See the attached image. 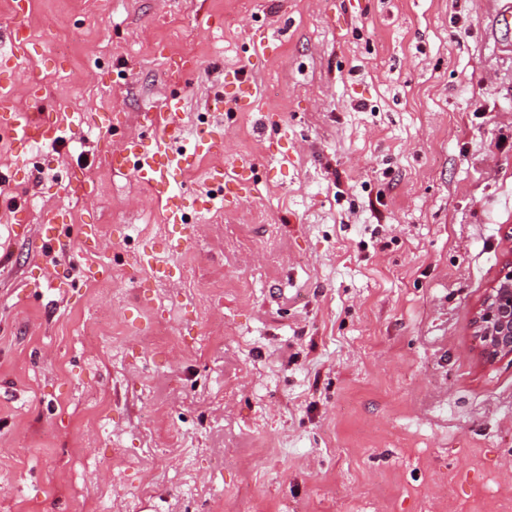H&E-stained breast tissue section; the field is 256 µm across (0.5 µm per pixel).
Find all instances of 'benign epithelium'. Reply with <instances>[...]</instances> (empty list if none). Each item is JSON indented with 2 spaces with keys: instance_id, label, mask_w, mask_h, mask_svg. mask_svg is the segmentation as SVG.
Wrapping results in <instances>:
<instances>
[{
  "instance_id": "benign-epithelium-1",
  "label": "benign epithelium",
  "mask_w": 512,
  "mask_h": 512,
  "mask_svg": "<svg viewBox=\"0 0 512 512\" xmlns=\"http://www.w3.org/2000/svg\"><path fill=\"white\" fill-rule=\"evenodd\" d=\"M474 334L485 363L512 357V260L477 307Z\"/></svg>"
}]
</instances>
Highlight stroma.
<instances>
[{"mask_svg": "<svg viewBox=\"0 0 512 512\" xmlns=\"http://www.w3.org/2000/svg\"><path fill=\"white\" fill-rule=\"evenodd\" d=\"M493 8L30 0L37 51L5 92L33 109L36 72L65 133L26 155L0 134V512H512V358L484 364L472 336L512 232ZM258 29L276 54H253ZM229 73L251 111L208 108ZM170 97L185 141L220 125L254 160L251 195L175 252L162 202L103 158ZM78 169L93 197L67 191ZM19 207L102 247L49 264L13 237ZM147 240L170 279L134 267Z\"/></svg>", "mask_w": 512, "mask_h": 512, "instance_id": "stroma-1", "label": "stroma"}]
</instances>
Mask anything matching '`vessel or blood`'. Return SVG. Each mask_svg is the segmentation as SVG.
I'll list each match as a JSON object with an SVG mask.
<instances>
[{
	"label": "vessel or blood",
	"instance_id": "vessel-or-blood-1",
	"mask_svg": "<svg viewBox=\"0 0 512 512\" xmlns=\"http://www.w3.org/2000/svg\"><path fill=\"white\" fill-rule=\"evenodd\" d=\"M496 7L490 14V33L494 38L512 36V0H495ZM29 10V0H12L14 25L9 30L14 45L22 46L28 41L24 28V19ZM181 110L179 100H169L164 114L148 115L151 129L149 138L133 137L122 145L107 150V159L112 170L132 171L136 180L165 200L164 221L171 227H184L188 212L202 215L210 211L213 198L208 194H196L186 198L179 188L178 173L192 169L198 159L204 155L223 154L224 137L215 130L197 134L190 147L172 149L171 140L179 130L178 118ZM61 107L48 112H31L17 109L11 99L0 97V131L11 133L14 141L23 148H41L59 141L64 134L60 120ZM253 159L250 155L239 153L226 156L222 165L208 172L211 184L222 188L225 195L240 197L251 191L250 173ZM66 214L56 209L45 211L38 227L37 238L41 244L51 246L60 254H68L69 244L63 242L57 234L60 224L66 223ZM153 243H145L142 253L135 263L149 267L153 278L161 280L170 275L167 265L161 264L153 255Z\"/></svg>",
	"mask_w": 512,
	"mask_h": 512
}]
</instances>
